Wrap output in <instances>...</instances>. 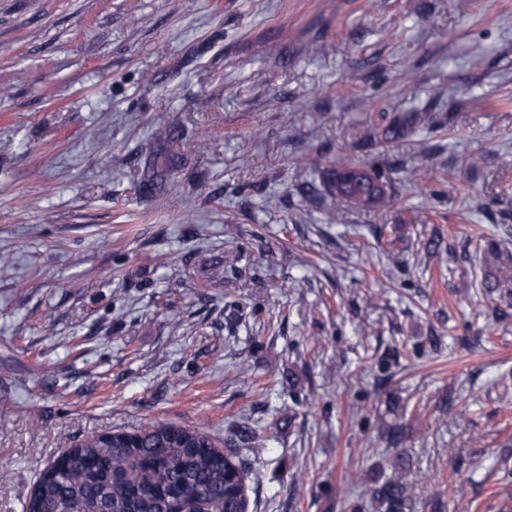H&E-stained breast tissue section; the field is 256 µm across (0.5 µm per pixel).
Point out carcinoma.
I'll use <instances>...</instances> for the list:
<instances>
[{
	"label": "carcinoma",
	"instance_id": "obj_1",
	"mask_svg": "<svg viewBox=\"0 0 512 512\" xmlns=\"http://www.w3.org/2000/svg\"><path fill=\"white\" fill-rule=\"evenodd\" d=\"M181 164L175 153L149 162L143 190L156 201L163 177ZM328 192L356 204L383 197L365 172L342 163ZM378 512H406L409 486L390 477L370 488ZM245 473L235 456L202 428L158 423L93 435L44 470L26 512H243Z\"/></svg>",
	"mask_w": 512,
	"mask_h": 512
}]
</instances>
